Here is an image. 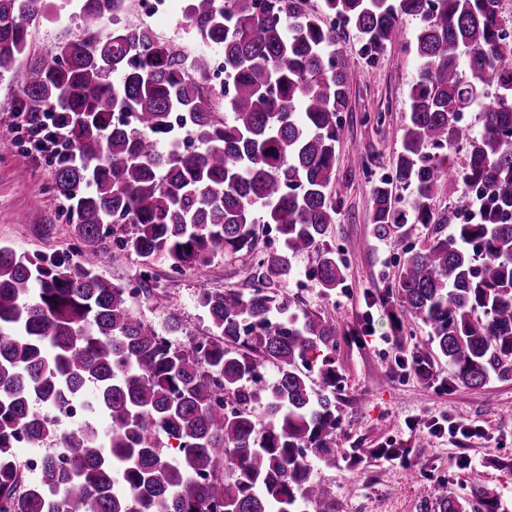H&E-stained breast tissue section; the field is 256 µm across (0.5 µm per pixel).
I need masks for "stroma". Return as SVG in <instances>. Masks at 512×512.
Masks as SVG:
<instances>
[{
    "instance_id": "1",
    "label": "stroma",
    "mask_w": 512,
    "mask_h": 512,
    "mask_svg": "<svg viewBox=\"0 0 512 512\" xmlns=\"http://www.w3.org/2000/svg\"><path fill=\"white\" fill-rule=\"evenodd\" d=\"M180 7L181 0H170L168 11L146 18L135 7L122 14L121 23L147 25L160 38L183 46L188 37L180 24ZM400 28L399 41L374 57L363 52L352 28H345L342 36L349 61L348 109L340 115L333 183L336 222L329 227L327 241L345 267V294L325 298L314 288L309 277L316 265L312 252L296 257V276L274 287L298 308L333 319L347 332L374 328V342L352 339L336 348V364L344 376L336 445L346 457L333 468L313 463L312 477L330 490L335 512H422V487L463 495L474 482L497 494L499 512H512V379L495 378L477 389L452 386L445 362H433V374L426 377L398 364L395 351L382 342L383 337L396 336L407 354L430 355L428 329L407 320L394 283L408 249L424 247L457 224L466 193L462 183L441 180L434 223L413 225L402 237H371L373 179L394 172L402 130L409 121L408 94L418 72L413 50L417 21L402 17ZM30 31L32 51L44 52L73 38L78 24L61 0H48ZM22 169L27 178H19ZM51 183V167L34 160L26 146L0 143V245L72 263L77 259L73 228L57 218L59 201ZM142 267L136 254L116 263L111 248L103 250L100 271L127 288L136 317L173 345L184 347L209 333L199 294L224 287L247 290L254 261L243 253L221 254L203 270L179 272L162 262L153 264L156 287L176 296L174 306L163 310L139 291ZM173 321L178 331H169ZM442 418L480 424L489 438L430 436L428 424ZM399 446L409 448L407 458L391 461L375 454L376 449ZM462 457L469 462L464 469L455 465Z\"/></svg>"
}]
</instances>
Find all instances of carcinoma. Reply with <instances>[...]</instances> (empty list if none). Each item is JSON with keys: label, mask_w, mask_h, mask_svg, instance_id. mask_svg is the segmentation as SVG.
<instances>
[{"label": "carcinoma", "mask_w": 512, "mask_h": 512, "mask_svg": "<svg viewBox=\"0 0 512 512\" xmlns=\"http://www.w3.org/2000/svg\"><path fill=\"white\" fill-rule=\"evenodd\" d=\"M131 4L80 0L79 35L35 54L27 22L44 0H0V74L24 71L16 111L29 125L57 113L81 158L59 160L51 185L79 261L0 245V512H332L310 459L334 467L343 457L344 378L332 353L347 336L269 292L310 251L321 295L344 280L324 237L336 222L348 61L341 33L321 15L352 24L372 54L399 39L400 16L419 19L409 122L394 175L373 187L372 237L403 234L398 184L413 187L416 224L433 222L443 174L476 193L478 219L408 250L394 288L403 312L429 328L450 381L480 388L512 378V44L500 0H321L320 15L305 0H186L185 28L220 50L228 97L206 80L209 53L189 56L145 29L117 26ZM107 22L112 33L102 37ZM474 107L483 131L467 138L465 167L446 171L444 150L463 139L460 116ZM175 113L197 151L167 140ZM259 221L276 227L279 251H256ZM111 234L115 261L133 252L201 270L219 253L245 252L257 275L246 294L201 293L209 334L178 347L99 273ZM140 278L155 306L172 305L150 287L151 272ZM89 384L85 407L107 421L105 442L88 421L60 435L48 417L83 400ZM23 431L63 437L67 458L49 455L30 473L14 453ZM436 506L498 512V497L477 484Z\"/></svg>", "instance_id": "1"}]
</instances>
